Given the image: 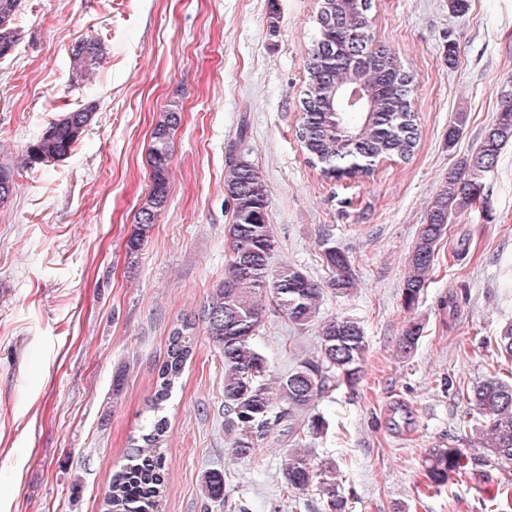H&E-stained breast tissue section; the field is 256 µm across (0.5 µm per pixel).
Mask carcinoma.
Here are the masks:
<instances>
[{
  "label": "carcinoma",
  "mask_w": 512,
  "mask_h": 512,
  "mask_svg": "<svg viewBox=\"0 0 512 512\" xmlns=\"http://www.w3.org/2000/svg\"><path fill=\"white\" fill-rule=\"evenodd\" d=\"M311 55L307 64L308 90L302 100L298 138L312 163L327 179L367 174L385 158L410 159L417 145L414 76L373 40L372 0H319ZM19 0H0V58L10 55L19 36L11 20ZM102 63L98 43L84 41L71 54L76 76L89 80ZM361 85L365 109L358 119L338 111L342 92ZM503 105L492 126L472 153L461 158L443 182L420 226L408 257L403 304L415 308L426 288L435 251L453 217L474 209L487 210L486 178L496 166L502 148L512 141V75L504 80ZM92 113L77 109L50 122L36 140L12 162L0 161V203L14 189L15 167L45 165L65 158L75 147ZM181 114L161 113L152 130L150 166L152 189L139 209L137 228L127 241L128 252L138 251L164 207L172 159L171 138ZM243 140L228 148L224 191L234 202L228 225L231 252L224 279L203 309L207 333L224 354V427L232 434L230 457L244 459L268 442L287 438L291 449L284 462V491L300 506L296 495L315 491L326 499L328 512H346L347 498L337 480L336 463L314 466L307 441L326 433L329 421L316 411L317 403L339 385L352 386L366 357L361 325L352 318H332L319 325L320 351L300 360L284 374H271L266 357L253 341L271 301L288 322L301 329L315 321L326 292L345 294L356 285L348 253L324 240L322 260L329 277L322 283L301 269L270 265L275 249L267 224V190L259 167L241 150ZM423 327L410 322L398 352L413 353ZM188 326L170 333L167 358L160 367L153 409L166 401L179 383L192 356L186 341ZM470 410L484 420L474 440L465 422L455 443L434 448L425 460L426 490L436 492L451 475H463L495 463L512 471V380L495 374L460 391ZM167 420L156 418L148 432L129 440L132 464L113 476L104 494L105 512H158L164 494V451ZM486 450L476 453L473 445ZM226 479L208 472L202 481L204 496L213 502L227 499Z\"/></svg>",
  "instance_id": "obj_1"
}]
</instances>
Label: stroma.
Instances as JSON below:
<instances>
[{
  "label": "stroma",
  "mask_w": 512,
  "mask_h": 512,
  "mask_svg": "<svg viewBox=\"0 0 512 512\" xmlns=\"http://www.w3.org/2000/svg\"><path fill=\"white\" fill-rule=\"evenodd\" d=\"M373 0L374 41L415 76L418 145L406 161L327 179L296 135L318 0H21V40L0 58V140L21 149L63 114L92 108L63 160L18 170L0 204V512H102L128 440L150 423L171 331L191 322L193 355L165 404L166 491L160 512H325L315 493L292 510L283 494L289 445L231 459L224 428V357L203 307L224 276L233 203L224 192L228 144L245 148L267 186L272 264L315 281L330 240L355 266L356 287L326 294L324 319L358 321L368 343L355 387L318 409L330 426L312 461L336 462L349 512H512L490 491L512 473L482 467L423 491L429 449L480 428L458 392L492 366L512 375L497 336L512 321V143L486 180L488 212L449 224L415 310L402 303L405 261L448 172L476 148L512 75V0ZM93 39L104 61L92 80L70 68ZM181 114L167 201L141 249L128 254L151 189V133ZM467 123L456 146L448 126ZM423 325L410 357L397 343ZM272 373L317 353L318 325L296 330L267 305L255 339ZM122 391L113 395L115 375ZM212 470L228 501L204 498Z\"/></svg>",
  "instance_id": "stroma-1"
}]
</instances>
